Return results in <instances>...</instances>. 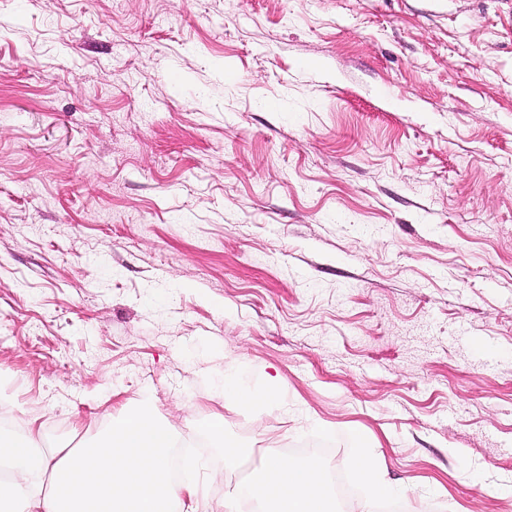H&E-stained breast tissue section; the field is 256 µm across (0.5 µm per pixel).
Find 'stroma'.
Wrapping results in <instances>:
<instances>
[{
  "label": "stroma",
  "instance_id": "35a3bbf8",
  "mask_svg": "<svg viewBox=\"0 0 512 512\" xmlns=\"http://www.w3.org/2000/svg\"><path fill=\"white\" fill-rule=\"evenodd\" d=\"M147 393L208 512H512V0H0V426ZM245 491L262 506L260 512H332L327 509L322 468L317 462L272 457ZM356 472L361 478L368 479L373 485V497L366 498L360 502L356 508V512H374L373 500L382 497L383 493L391 492V486L383 479L381 471L377 470L370 461L360 459L352 463Z\"/></svg>",
  "mask_w": 512,
  "mask_h": 512
}]
</instances>
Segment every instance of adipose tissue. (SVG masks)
Masks as SVG:
<instances>
[{
  "instance_id": "ef3b65f1",
  "label": "adipose tissue",
  "mask_w": 512,
  "mask_h": 512,
  "mask_svg": "<svg viewBox=\"0 0 512 512\" xmlns=\"http://www.w3.org/2000/svg\"><path fill=\"white\" fill-rule=\"evenodd\" d=\"M42 435L35 419L20 433L0 430V512H173L180 502L205 512L198 485L169 475L174 433L152 395L82 448H45ZM245 491L260 512H328L315 462L270 458Z\"/></svg>"
}]
</instances>
